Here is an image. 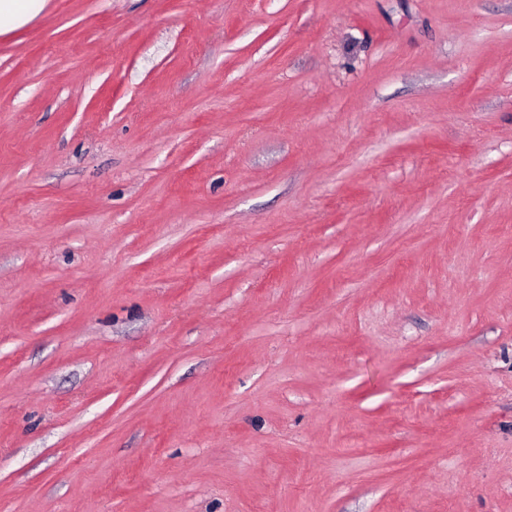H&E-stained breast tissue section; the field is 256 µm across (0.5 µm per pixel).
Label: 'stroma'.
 Masks as SVG:
<instances>
[{
    "mask_svg": "<svg viewBox=\"0 0 512 512\" xmlns=\"http://www.w3.org/2000/svg\"><path fill=\"white\" fill-rule=\"evenodd\" d=\"M0 512H512V0L0 36Z\"/></svg>",
    "mask_w": 512,
    "mask_h": 512,
    "instance_id": "1",
    "label": "stroma"
}]
</instances>
